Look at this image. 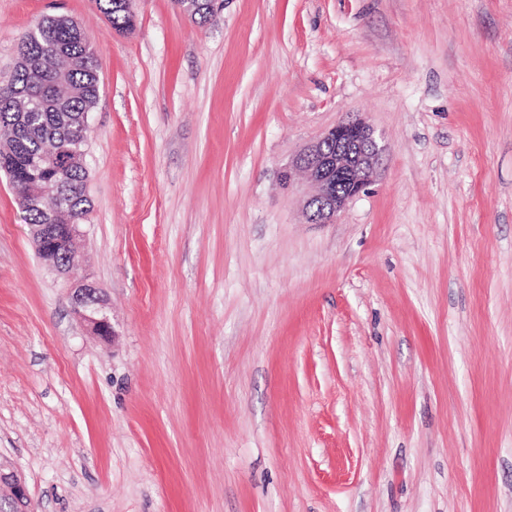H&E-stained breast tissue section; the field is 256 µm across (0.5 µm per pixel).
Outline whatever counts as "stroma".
Wrapping results in <instances>:
<instances>
[{
  "mask_svg": "<svg viewBox=\"0 0 512 512\" xmlns=\"http://www.w3.org/2000/svg\"><path fill=\"white\" fill-rule=\"evenodd\" d=\"M0 0L100 61L76 277L0 172V462L36 512H512V0ZM386 150L333 224L280 173L338 121ZM96 8L105 16L112 29L131 31L134 27V12L131 0H94ZM71 306L74 314L83 323L91 336L109 340L115 334L108 315V303L100 288L88 278L71 285Z\"/></svg>",
  "mask_w": 512,
  "mask_h": 512,
  "instance_id": "stroma-1",
  "label": "stroma"
}]
</instances>
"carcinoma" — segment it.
Here are the masks:
<instances>
[{"mask_svg": "<svg viewBox=\"0 0 512 512\" xmlns=\"http://www.w3.org/2000/svg\"><path fill=\"white\" fill-rule=\"evenodd\" d=\"M112 29L127 32L134 27L132 0H94ZM100 61L79 21L68 16L40 18L22 39L18 58L9 75L13 93L27 99L20 110L11 96L0 95V168L15 184L18 196L58 184L63 200H51L58 223L75 211L88 214L85 193L89 171L81 163L56 164L60 143L85 149L76 120L93 108L99 96Z\"/></svg>", "mask_w": 512, "mask_h": 512, "instance_id": "1", "label": "carcinoma"}]
</instances>
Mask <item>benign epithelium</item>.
I'll return each instance as SVG.
<instances>
[{"label":"benign epithelium","mask_w":512,"mask_h":512,"mask_svg":"<svg viewBox=\"0 0 512 512\" xmlns=\"http://www.w3.org/2000/svg\"><path fill=\"white\" fill-rule=\"evenodd\" d=\"M385 146L374 127L360 117L340 120L335 127L301 150L281 174L285 184L298 173L312 187L306 201L311 224H333L348 204L373 181ZM55 187L47 184L40 193L29 196L23 208H39L46 222L31 225L36 253L57 274L68 277L75 268L74 240L82 233L79 220L55 223L56 214L44 206ZM71 306L87 332L108 340L115 336L102 291L83 278L71 285ZM0 512H33L24 479L0 464Z\"/></svg>","instance_id":"1"}]
</instances>
